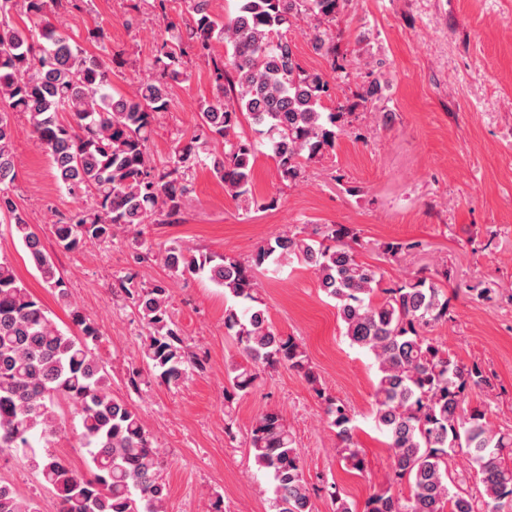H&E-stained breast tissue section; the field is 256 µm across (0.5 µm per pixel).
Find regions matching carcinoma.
<instances>
[{
	"label": "carcinoma",
	"instance_id": "obj_1",
	"mask_svg": "<svg viewBox=\"0 0 512 512\" xmlns=\"http://www.w3.org/2000/svg\"><path fill=\"white\" fill-rule=\"evenodd\" d=\"M156 2L165 22L156 74L126 95L112 93V60L87 52L55 23L62 13L82 11L84 0H0V219L80 331L59 329L0 259V455L18 456L36 471L59 499V512H165L169 489L160 475L161 451L139 412L112 396L94 352L98 327L70 302L55 261L13 199L11 114L27 116L66 190L91 200L53 225L65 250L119 231L139 236L138 227L158 212L177 218L191 193L188 172L198 165L210 164L233 198L248 201L258 149L238 133L245 121L266 135L280 177L292 181L307 162L334 149L343 117L325 111L335 77L305 70L288 39L294 21L326 20L340 0H237L235 15L225 20L211 12L210 0H188L190 18L181 23L168 16L167 0ZM18 13L36 18L37 27L15 26ZM218 43L230 47L222 57L215 54ZM311 45L317 53H336L326 29H315ZM190 53L211 62L215 93L199 104L194 131L159 168L148 149L155 114L168 109L170 88L188 80ZM212 143L224 150L211 152ZM356 245L349 227L324 224L302 238L275 237L250 266L227 254L198 257L180 245L165 249L164 263L174 277L203 273L224 289V329L247 360L228 369L225 402L248 394L262 370H294L324 402L340 457L362 472L352 409L325 395L300 340L272 325L254 274L265 263L278 268L293 260L314 271L350 344L370 353L377 367L371 415L386 438L392 485L371 495L364 512H475L473 497L448 473V458L459 454L483 485L486 512H512V432L468 408L469 391L486 383L483 370L428 335L448 321L441 282L414 275L382 288L379 269L358 259ZM133 280L131 274L117 278L145 330L141 357L149 371L176 387L189 373L206 370L207 360L189 350L170 318L167 286L136 288ZM64 405L79 418L89 476L51 450ZM248 451L271 480L274 512H313L300 452L278 411L256 418ZM404 481L409 495L401 498L392 486ZM0 512L39 508L0 481Z\"/></svg>",
	"mask_w": 512,
	"mask_h": 512
}]
</instances>
